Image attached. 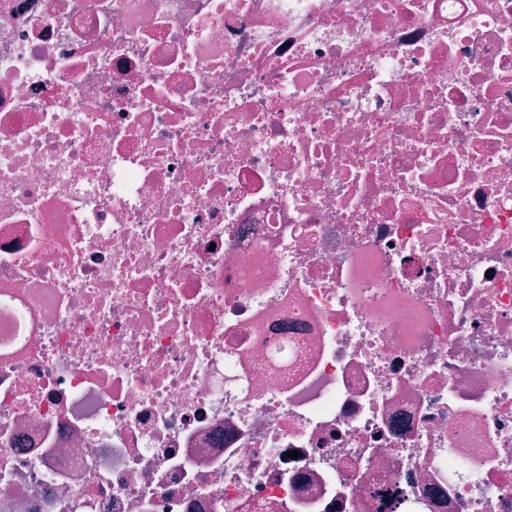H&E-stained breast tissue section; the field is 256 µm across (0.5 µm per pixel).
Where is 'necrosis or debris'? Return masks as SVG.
Segmentation results:
<instances>
[{
	"mask_svg": "<svg viewBox=\"0 0 512 512\" xmlns=\"http://www.w3.org/2000/svg\"><path fill=\"white\" fill-rule=\"evenodd\" d=\"M0 512H512V0H0Z\"/></svg>",
	"mask_w": 512,
	"mask_h": 512,
	"instance_id": "necrosis-or-debris-1",
	"label": "necrosis or debris"
}]
</instances>
